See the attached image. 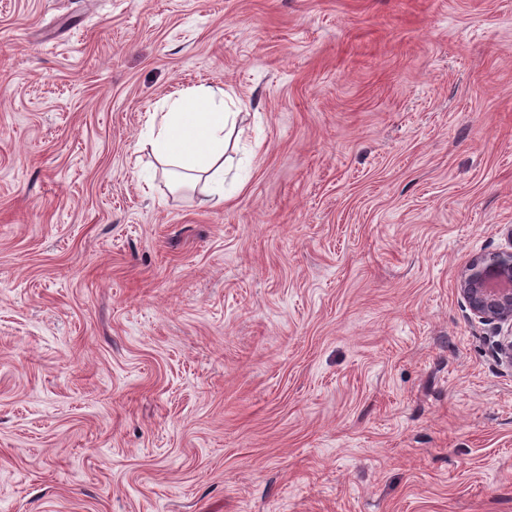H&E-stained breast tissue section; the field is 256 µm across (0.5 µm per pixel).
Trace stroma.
<instances>
[{
	"label": "stroma",
	"instance_id": "35a3bbf8",
	"mask_svg": "<svg viewBox=\"0 0 512 512\" xmlns=\"http://www.w3.org/2000/svg\"><path fill=\"white\" fill-rule=\"evenodd\" d=\"M505 224L512 0H0V512H512ZM234 123L235 112L224 107V90L219 94L209 88L180 92L171 112H154L149 144L173 188L203 183L216 205L230 199L224 195L229 173L224 152L226 129ZM508 248L472 258L458 272V292L479 321L491 325L499 339L493 345L498 361L512 369V226L505 229ZM505 286V287H500ZM504 325L506 334L501 335Z\"/></svg>",
	"mask_w": 512,
	"mask_h": 512
}]
</instances>
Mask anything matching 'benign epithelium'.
<instances>
[{"label": "benign epithelium", "mask_w": 512, "mask_h": 512, "mask_svg": "<svg viewBox=\"0 0 512 512\" xmlns=\"http://www.w3.org/2000/svg\"><path fill=\"white\" fill-rule=\"evenodd\" d=\"M508 247L472 258L458 272V292L479 321L492 326L498 361L512 369V226L505 229Z\"/></svg>", "instance_id": "7a95c632"}]
</instances>
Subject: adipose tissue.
<instances>
[{"mask_svg": "<svg viewBox=\"0 0 512 512\" xmlns=\"http://www.w3.org/2000/svg\"><path fill=\"white\" fill-rule=\"evenodd\" d=\"M234 123L223 94L208 88L179 94L170 111L151 120L149 144L173 188L201 184L216 204L224 203L226 130Z\"/></svg>", "mask_w": 512, "mask_h": 512, "instance_id": "ef3b65f1", "label": "adipose tissue"}]
</instances>
